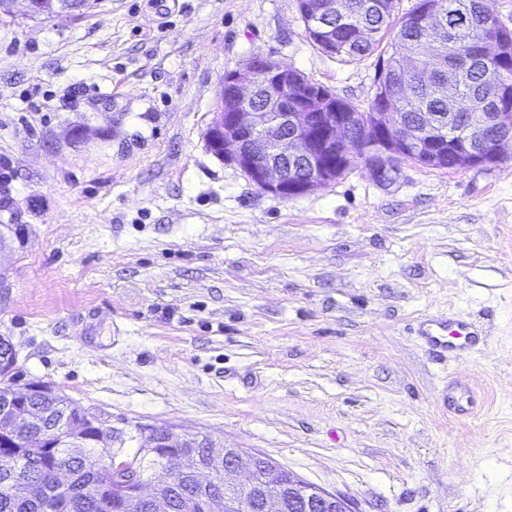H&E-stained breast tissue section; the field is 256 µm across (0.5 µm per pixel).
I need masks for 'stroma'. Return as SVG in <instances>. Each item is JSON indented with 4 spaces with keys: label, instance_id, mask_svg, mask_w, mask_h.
Masks as SVG:
<instances>
[{
    "label": "stroma",
    "instance_id": "obj_1",
    "mask_svg": "<svg viewBox=\"0 0 512 512\" xmlns=\"http://www.w3.org/2000/svg\"><path fill=\"white\" fill-rule=\"evenodd\" d=\"M258 54L373 95L376 56L323 54L296 0L0 18V336L22 381L262 453L355 512H512V143L273 196L206 143ZM441 313L484 344L437 363L413 326ZM450 379L469 416L440 409Z\"/></svg>",
    "mask_w": 512,
    "mask_h": 512
}]
</instances>
